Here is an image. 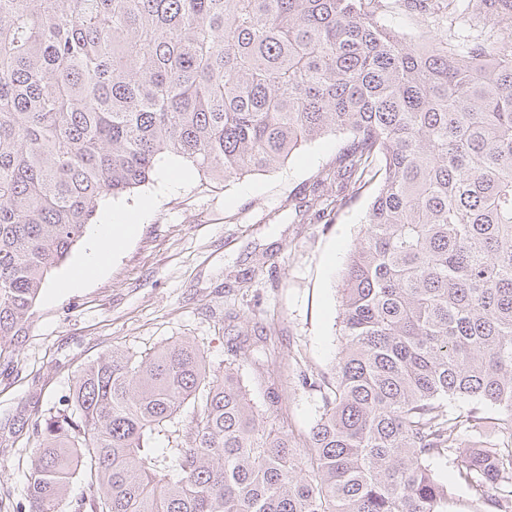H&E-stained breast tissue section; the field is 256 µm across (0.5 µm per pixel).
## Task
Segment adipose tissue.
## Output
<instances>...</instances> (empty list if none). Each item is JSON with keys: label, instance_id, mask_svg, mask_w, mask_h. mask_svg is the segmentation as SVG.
Here are the masks:
<instances>
[{"label": "adipose tissue", "instance_id": "adipose-tissue-1", "mask_svg": "<svg viewBox=\"0 0 512 512\" xmlns=\"http://www.w3.org/2000/svg\"><path fill=\"white\" fill-rule=\"evenodd\" d=\"M144 208H135L122 212L110 213L107 224L91 241L89 248L80 260L78 277L64 280V287L77 285L79 280L88 279L105 271L114 250L135 234L140 224L146 220Z\"/></svg>", "mask_w": 512, "mask_h": 512}]
</instances>
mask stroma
Instances as JSON below:
<instances>
[{"instance_id": "35a3bbf8", "label": "stroma", "mask_w": 512, "mask_h": 512, "mask_svg": "<svg viewBox=\"0 0 512 512\" xmlns=\"http://www.w3.org/2000/svg\"><path fill=\"white\" fill-rule=\"evenodd\" d=\"M405 38L452 31L484 37L488 21L466 13L456 23L397 0L384 16ZM345 143L331 135L305 145L279 168L202 183L190 173L160 192V173L119 207L145 205V224L86 283L62 282L86 241L53 271L32 322L12 355L0 357V512H29L33 424L61 407L81 370L112 349L142 352L174 340L199 345L212 374L234 365L257 408L269 387L279 418L296 441L318 416L312 380L329 373L340 351V285L371 201L363 195L331 222L295 205L314 175ZM242 350L232 353L230 339Z\"/></svg>"}]
</instances>
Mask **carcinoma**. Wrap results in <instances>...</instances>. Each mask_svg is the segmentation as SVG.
Masks as SVG:
<instances>
[{
	"label": "carcinoma",
	"instance_id": "cac0c4a2",
	"mask_svg": "<svg viewBox=\"0 0 512 512\" xmlns=\"http://www.w3.org/2000/svg\"><path fill=\"white\" fill-rule=\"evenodd\" d=\"M383 7L0 0V356L101 202L165 155L227 180L342 133L299 207L373 190L304 446L276 388L258 411L191 342L117 349L35 421L31 512L77 477L96 494L76 512H448L436 458L481 512H512V0H466L492 24L466 44L412 42ZM487 426L502 441L468 447Z\"/></svg>",
	"mask_w": 512,
	"mask_h": 512
}]
</instances>
